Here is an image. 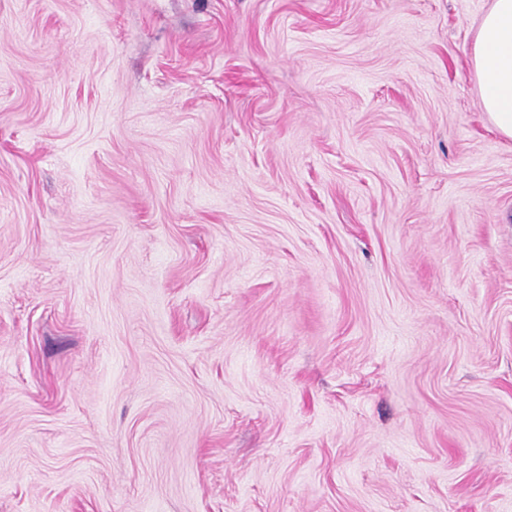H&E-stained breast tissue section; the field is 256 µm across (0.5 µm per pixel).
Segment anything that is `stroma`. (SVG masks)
Returning <instances> with one entry per match:
<instances>
[{"label":"stroma","mask_w":512,"mask_h":512,"mask_svg":"<svg viewBox=\"0 0 512 512\" xmlns=\"http://www.w3.org/2000/svg\"><path fill=\"white\" fill-rule=\"evenodd\" d=\"M491 0H0V512H512Z\"/></svg>","instance_id":"obj_1"}]
</instances>
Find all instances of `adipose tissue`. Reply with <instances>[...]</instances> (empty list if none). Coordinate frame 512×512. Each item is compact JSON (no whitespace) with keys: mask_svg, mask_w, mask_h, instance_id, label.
Instances as JSON below:
<instances>
[{"mask_svg":"<svg viewBox=\"0 0 512 512\" xmlns=\"http://www.w3.org/2000/svg\"><path fill=\"white\" fill-rule=\"evenodd\" d=\"M469 72L491 124L512 139V0H491L474 32Z\"/></svg>","mask_w":512,"mask_h":512,"instance_id":"obj_1","label":"adipose tissue"}]
</instances>
